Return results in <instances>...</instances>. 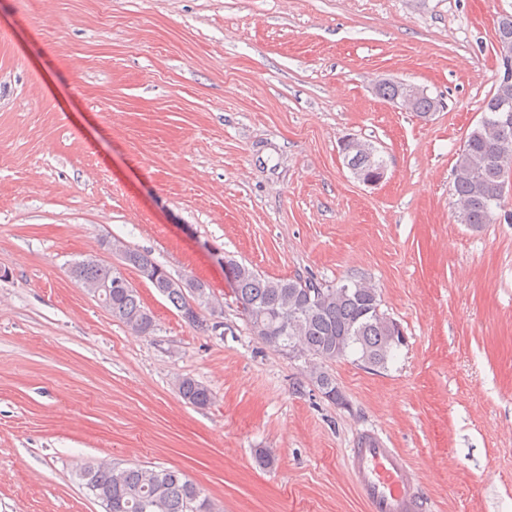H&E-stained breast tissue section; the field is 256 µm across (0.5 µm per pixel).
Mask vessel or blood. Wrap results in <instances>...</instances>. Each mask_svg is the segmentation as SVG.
Instances as JSON below:
<instances>
[{
  "label": "vessel or blood",
  "instance_id": "1",
  "mask_svg": "<svg viewBox=\"0 0 512 512\" xmlns=\"http://www.w3.org/2000/svg\"><path fill=\"white\" fill-rule=\"evenodd\" d=\"M347 469L367 512H424L420 483L405 455L375 433H360Z\"/></svg>",
  "mask_w": 512,
  "mask_h": 512
}]
</instances>
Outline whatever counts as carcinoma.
Wrapping results in <instances>:
<instances>
[{
  "instance_id": "cac0c4a2",
  "label": "carcinoma",
  "mask_w": 512,
  "mask_h": 512,
  "mask_svg": "<svg viewBox=\"0 0 512 512\" xmlns=\"http://www.w3.org/2000/svg\"><path fill=\"white\" fill-rule=\"evenodd\" d=\"M496 41L510 44L499 51L504 72L512 73V27L496 29ZM503 102L512 103V78H500L485 99L482 115L466 136L454 168L453 195L457 198V221L472 229L493 223L501 207L506 180L512 174V126L499 111ZM438 103L429 96L414 100L412 110L428 118ZM352 173L373 179L384 168L383 157L367 141H358L355 153L346 159ZM124 263L132 268L152 264L154 260L139 250L126 248ZM227 279L249 330L273 350L288 354L295 345L300 356L313 360L334 361L350 354L368 369H385L400 348L391 337L387 315L376 313L380 299L374 288L343 291L340 285L325 286L312 278L288 279L261 275L254 268L229 257ZM86 278L98 282L113 280L114 268L96 262L84 267ZM211 289L198 282L197 301L203 305L190 324L212 329L208 316ZM109 312L133 333L146 336L155 329L154 316L135 288H114ZM313 382L324 396L336 389V379L323 367L311 373ZM182 398L196 407L212 400L210 390L190 377L178 380ZM86 488L104 512H215L213 502L195 481L180 470L136 464L110 468L99 462L87 463L80 472Z\"/></svg>"
}]
</instances>
